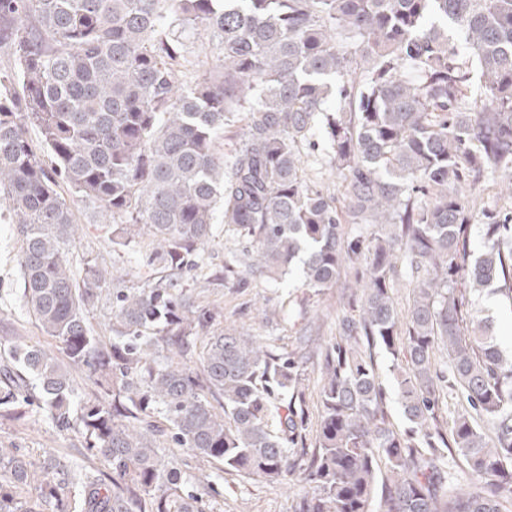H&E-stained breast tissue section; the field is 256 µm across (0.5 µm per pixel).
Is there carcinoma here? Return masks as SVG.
<instances>
[{"label": "carcinoma", "instance_id": "carcinoma-1", "mask_svg": "<svg viewBox=\"0 0 512 512\" xmlns=\"http://www.w3.org/2000/svg\"><path fill=\"white\" fill-rule=\"evenodd\" d=\"M176 25L203 28L218 50L189 87ZM0 49L13 59L0 69V197L21 241L23 306L56 341L10 342L0 418H20L26 394L111 464L0 448V512H201L172 444L225 472L297 479L296 512H509L512 358L471 296L496 282L512 309V224L482 225L469 263L462 186L512 179V0H0ZM240 112L226 160L217 133ZM319 132L347 183L341 204L303 176ZM64 184L102 209L113 250L148 235L165 278L111 290L116 276L91 262L76 276ZM218 209L249 245L247 274L278 280L300 262L317 296L353 272L339 338L321 352L311 449L305 355L221 325L184 293ZM400 262L417 274L404 322L391 294ZM109 290L106 338L87 314ZM377 346L408 433L384 409ZM72 367L94 378L87 400ZM454 388L465 405L448 436L437 410Z\"/></svg>", "mask_w": 512, "mask_h": 512}]
</instances>
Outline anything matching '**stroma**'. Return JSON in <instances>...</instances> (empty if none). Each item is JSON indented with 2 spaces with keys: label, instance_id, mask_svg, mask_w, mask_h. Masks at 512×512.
Segmentation results:
<instances>
[{
  "label": "stroma",
  "instance_id": "35a3bbf8",
  "mask_svg": "<svg viewBox=\"0 0 512 512\" xmlns=\"http://www.w3.org/2000/svg\"><path fill=\"white\" fill-rule=\"evenodd\" d=\"M180 37L187 47V62L181 74L183 84L189 85L205 70L214 66L216 50L209 36L200 29H183ZM328 148L319 144L306 152L304 177L307 184L342 198L345 185L341 176L329 166ZM508 182L503 174L487 175L467 189L466 196L475 214L477 227L471 232L470 252L479 256L484 250L478 226L486 216L512 217V196L507 195ZM73 211L77 223L84 227V235L71 249L69 258L76 271H83L87 260L121 276L126 288H140L163 277V270L148 262L149 241L124 252H113L107 225L100 222L97 204L75 200ZM21 243L9 218L6 206H0V307L9 309L8 319L0 321V336H24L31 342L48 347L52 341L44 336L34 321L18 306L21 279L18 256ZM243 244L235 236L225 233L223 224H215L211 240L205 247L204 263L184 280L187 292L198 295L200 301L215 305L224 314L225 323L242 327L255 336L274 341L281 350L298 351L309 346L312 355L301 367L299 388L305 394L310 422H317L319 405L317 390L320 382L319 358L321 344L327 343L339 332L343 303L341 289L331 288L317 296L309 295L299 275L274 282L263 277L244 276L243 280H215L225 261L240 254ZM473 308L480 319L491 323L496 341L506 355H512V311L506 310L493 289H485L475 297ZM52 447L59 454L80 464H93L108 470L105 460H89L84 454L80 438L73 432H62L37 407H30L18 420L0 419V448H15L20 454L42 458L44 448ZM182 469L194 480L207 484L203 496L204 512H295L299 483L276 484L258 477L229 475L218 466L197 469L189 454H182Z\"/></svg>",
  "mask_w": 512,
  "mask_h": 512
}]
</instances>
